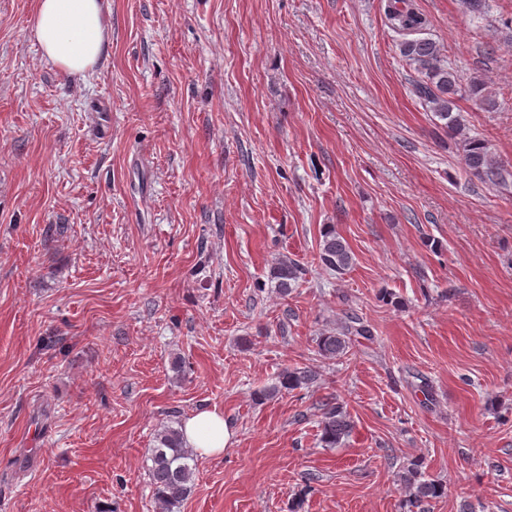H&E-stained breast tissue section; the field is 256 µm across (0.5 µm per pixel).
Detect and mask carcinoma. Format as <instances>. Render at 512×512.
<instances>
[{
  "mask_svg": "<svg viewBox=\"0 0 512 512\" xmlns=\"http://www.w3.org/2000/svg\"><path fill=\"white\" fill-rule=\"evenodd\" d=\"M388 23L402 35L397 47L400 56L418 74L413 84V94L425 110L441 121V126L450 138H461L466 171L479 181L491 186H505L512 171L499 162L487 144L475 138L463 136L462 115L454 111L456 101L468 97L486 110L496 107V100L488 91L486 83L473 80L464 85L456 71L448 66L439 43L419 33L426 25V18L415 8L412 0H388L386 9ZM318 262L325 269L343 274L354 264V254L349 243L333 229L322 234L319 244ZM304 269L290 258L280 259L270 270L274 288L282 297H287L302 279ZM372 340V328L358 322L356 326H345L340 331H327L317 337V352L326 359L346 355L353 344V337ZM317 377L311 366L285 368L275 383L260 390L261 399H272L284 391L303 388ZM320 442L326 448H334L349 436L353 421L342 402L335 396L322 402L320 420ZM151 465L147 467L148 478L160 512H171L190 493L197 467L193 449L187 447L179 428L162 425L155 434V446L151 449ZM401 488L406 493L405 512H415L422 504L442 497L445 486L428 479L422 471V462L415 460L400 475Z\"/></svg>",
  "mask_w": 512,
  "mask_h": 512,
  "instance_id": "obj_1",
  "label": "carcinoma"
}]
</instances>
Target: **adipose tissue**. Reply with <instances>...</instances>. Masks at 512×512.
Returning <instances> with one entry per match:
<instances>
[{
  "label": "adipose tissue",
  "mask_w": 512,
  "mask_h": 512,
  "mask_svg": "<svg viewBox=\"0 0 512 512\" xmlns=\"http://www.w3.org/2000/svg\"><path fill=\"white\" fill-rule=\"evenodd\" d=\"M109 0H35L32 34L44 58L65 76L93 71L107 55ZM187 444L203 456L222 453L234 430L222 413L202 409L183 424Z\"/></svg>",
  "instance_id": "adipose-tissue-1"
}]
</instances>
